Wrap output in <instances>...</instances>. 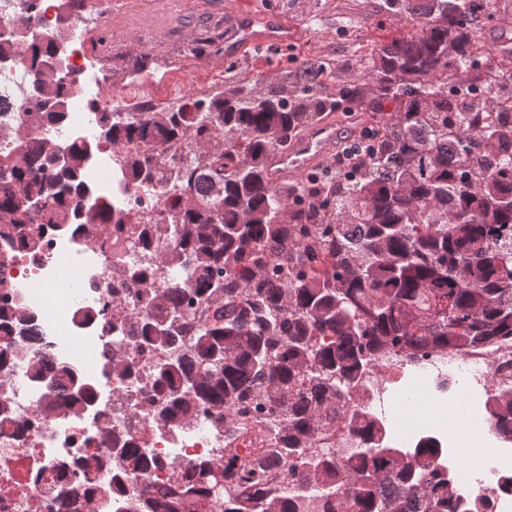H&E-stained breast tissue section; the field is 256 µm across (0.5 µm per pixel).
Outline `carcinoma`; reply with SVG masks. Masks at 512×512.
<instances>
[{
    "mask_svg": "<svg viewBox=\"0 0 512 512\" xmlns=\"http://www.w3.org/2000/svg\"><path fill=\"white\" fill-rule=\"evenodd\" d=\"M91 0H57L72 20ZM417 26L373 40L359 60L364 83L342 85L323 63L303 66V94L288 97L260 81L188 95L168 107L142 104L107 112L96 143L64 145L31 130L60 124L70 89L51 74L58 41L24 36L40 23L31 4L0 38V58L28 63L30 114L0 154V240L38 248L45 224H124L127 249L164 237L177 276L164 307L142 320L140 344L164 347L184 332L189 296L218 316L202 326L183 359L156 369L160 413L195 402L285 409L283 463L325 497L326 512H487L489 493L458 492L434 466L441 440L422 436L405 458L384 423L364 409L343 415L355 438L347 458L310 455L322 419L358 388L381 355L425 359L485 349L512 339V48L486 36L512 26V0H385ZM485 46L492 59L476 61ZM340 84L336 99L310 87ZM348 100L366 113L371 144L318 177L270 183L268 159L302 129ZM120 150L127 188L157 184L171 198L156 221L101 205L86 183L93 149ZM32 205L18 206L20 195ZM456 214L459 221L448 222ZM65 404L79 409L88 388L62 371ZM490 432L512 443V385L490 391ZM134 468L148 461L135 443L119 450ZM261 458L193 468L163 499L121 477L125 512H213L225 491L254 499L262 512H292L271 493Z\"/></svg>",
    "mask_w": 512,
    "mask_h": 512,
    "instance_id": "obj_1",
    "label": "carcinoma"
}]
</instances>
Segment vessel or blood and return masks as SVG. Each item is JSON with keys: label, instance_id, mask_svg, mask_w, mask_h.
<instances>
[{"label": "vessel or blood", "instance_id": "obj_1", "mask_svg": "<svg viewBox=\"0 0 512 512\" xmlns=\"http://www.w3.org/2000/svg\"><path fill=\"white\" fill-rule=\"evenodd\" d=\"M231 30L224 38V56L247 57L258 49H281L295 40L287 22L256 11L251 0H239L231 15ZM338 142L334 123L321 121L309 126L290 141L287 150L274 155L268 163L271 183L299 174L330 157Z\"/></svg>", "mask_w": 512, "mask_h": 512}]
</instances>
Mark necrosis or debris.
<instances>
[{
  "label": "necrosis or debris",
  "mask_w": 512,
  "mask_h": 512,
  "mask_svg": "<svg viewBox=\"0 0 512 512\" xmlns=\"http://www.w3.org/2000/svg\"><path fill=\"white\" fill-rule=\"evenodd\" d=\"M67 81L80 102L61 127L45 126V135L69 142L84 136L97 121L98 105L105 99L100 82L86 63L81 48L71 51ZM31 96V79L19 62L0 61V153L10 146L9 129L22 116L19 106ZM88 179L104 185L106 197L127 208L151 205V217L163 208L160 188H144L119 195L123 178L113 163L111 150L93 160ZM162 250L127 253L114 263L112 242L104 224L72 229L46 226L39 252L21 249L0 255V323L10 324L15 303L28 315L29 342L41 358L42 373L34 375L27 362L5 351L0 343V404L10 409V421L0 426V512H61V488L85 478L81 490L82 512H101L111 503L121 512V501H109L112 475L122 468L111 449L135 440L153 465L146 472L128 471L129 480L150 493L162 492L173 478L199 464H222L228 455L251 459L275 447L284 425L283 412L240 414L207 404L191 406L178 422L159 415L161 400L153 388L159 364L182 357L196 330L209 322L214 311L207 306L185 309L186 331L180 340L162 348L140 346L132 336L134 322L149 312L133 289L124 287L133 266L148 268L155 286L166 285L170 270L161 263ZM512 365V340L465 353H440L414 360L387 355L381 369L362 378L359 403L371 414L385 413L396 384L406 374L422 380L428 402L441 403L460 381L487 385L500 366ZM67 369L79 383L88 385L93 400L77 412L53 404L58 394L56 374ZM98 463L97 471L83 477L80 468ZM468 478L457 479L461 492L479 486L493 488L494 512H512V493L497 489L500 474L512 470V453L491 449L479 457ZM269 486L290 499L296 512H325L320 492L290 480L278 467L269 473Z\"/></svg>",
  "instance_id": "necrosis-or-debris-1"
}]
</instances>
